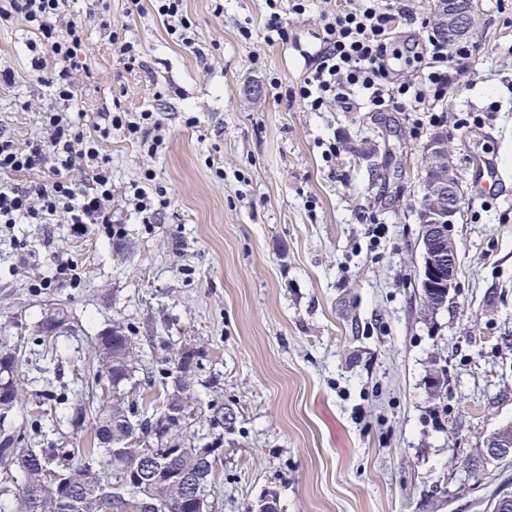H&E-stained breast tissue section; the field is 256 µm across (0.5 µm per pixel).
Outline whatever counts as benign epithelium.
I'll return each mask as SVG.
<instances>
[{"label": "benign epithelium", "mask_w": 512, "mask_h": 512, "mask_svg": "<svg viewBox=\"0 0 512 512\" xmlns=\"http://www.w3.org/2000/svg\"><path fill=\"white\" fill-rule=\"evenodd\" d=\"M435 26L452 40H465L471 34L472 13L461 0H433ZM427 201L418 211L424 261L420 286L422 296L431 300L441 296L448 301L456 288L457 251L454 239L456 216L460 211L462 186L448 165V142L433 136L425 147ZM512 423L495 431L486 442L488 456L496 460L512 458ZM155 504L142 496L126 501L124 512H152Z\"/></svg>", "instance_id": "benign-epithelium-1"}]
</instances>
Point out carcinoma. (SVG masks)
I'll return each instance as SVG.
<instances>
[{"label": "carcinoma", "instance_id": "cac0c4a2", "mask_svg": "<svg viewBox=\"0 0 512 512\" xmlns=\"http://www.w3.org/2000/svg\"><path fill=\"white\" fill-rule=\"evenodd\" d=\"M53 320L67 327L71 324L68 308L57 303L43 312L37 321L35 339L39 343L50 340L45 327ZM110 334L96 337L99 352V367L93 375L95 382L107 378L111 387L109 399L101 403L96 411L93 430L97 447L83 451L51 444L46 448H34L26 441L24 432L5 425L4 418L14 408L19 396L18 357L11 350H0V468L3 469V485L0 496L14 492L19 508L16 512H105V507L116 508L130 495L128 483L139 473L151 475L172 470L202 488L207 494L214 480V465L210 460L208 446L191 444L183 439L185 427L177 423L160 425L156 431L160 436L148 442L142 438L132 445L120 449L129 476L119 470L112 459V435H125L131 429L142 433L165 410L172 390L167 388L168 380L177 381L176 389L182 399H188L187 392L197 365L198 354L190 351L183 363V375L177 376L175 359L165 360V367L159 371L160 385L164 392L162 405L155 413L147 415L138 401L129 397L127 384L133 378V363L140 352V340L136 332L125 323L118 322L109 328ZM87 407L82 395L78 394L67 406V412L55 417L52 430L56 431L67 422L78 425L86 420ZM174 440L185 451L174 457L164 452L168 441ZM83 452L78 464H73L75 453ZM19 468L23 481L12 475L11 467ZM63 472L66 483L62 489L52 485V475ZM146 492L157 506V512H194L185 485L164 480L145 484Z\"/></svg>", "mask_w": 512, "mask_h": 512}]
</instances>
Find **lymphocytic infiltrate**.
Segmentation results:
<instances>
[{
	"label": "lymphocytic infiltrate",
	"instance_id": "1",
	"mask_svg": "<svg viewBox=\"0 0 512 512\" xmlns=\"http://www.w3.org/2000/svg\"><path fill=\"white\" fill-rule=\"evenodd\" d=\"M185 0H129L128 14L153 10L162 18L172 43L196 56L204 50L196 41ZM68 0H0V27L22 21L35 35L40 54L33 62L49 92L43 110V141L20 146L0 134V224H46L59 218L74 233L91 224L112 221V169L101 154V143L112 129L149 139V153L163 145L161 125L152 110L129 112L113 100L92 131H85L70 117L78 100L76 74L83 64L78 54L86 25L67 11ZM412 15L408 6L379 5L377 0H356L354 6L323 15L322 42L317 63L295 93L311 111L334 102L342 111L356 110L359 95H366L378 110L425 112L445 98L457 74L464 69L466 50L449 55L445 46L427 40L421 57L428 69L416 84L389 86L387 61L398 56L393 34ZM50 169L49 182L5 183V175ZM87 172L86 185L74 184L71 171Z\"/></svg>",
	"mask_w": 512,
	"mask_h": 512
}]
</instances>
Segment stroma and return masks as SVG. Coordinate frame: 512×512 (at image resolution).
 Returning <instances> with one entry per match:
<instances>
[{
	"label": "stroma",
	"mask_w": 512,
	"mask_h": 512,
	"mask_svg": "<svg viewBox=\"0 0 512 512\" xmlns=\"http://www.w3.org/2000/svg\"><path fill=\"white\" fill-rule=\"evenodd\" d=\"M140 64L113 58L87 22L76 75L84 124L120 98L151 109L162 151L120 130L103 143L112 166L109 224H0V335L22 360L25 392L9 416L28 428L36 396L78 390L95 369L97 334L131 323L144 343L133 380L141 406L159 405L165 344L197 350L189 432L214 444L210 512H485L512 464L483 455L512 422V195H480L478 165L493 153L512 173V0H476L469 69L432 112H313L296 88L322 47L321 14L345 0L287 13L286 43L267 44L266 0H186L208 59L173 44L162 19L127 18ZM23 22L0 28V131L41 138L45 87ZM448 139L462 180L455 226L457 286L444 308L421 300L417 213L425 146ZM153 170L170 206L142 223L128 205ZM74 321L33 350L46 308ZM57 365L52 377L42 367ZM224 410V435L210 432Z\"/></svg>",
	"instance_id": "obj_1"
}]
</instances>
